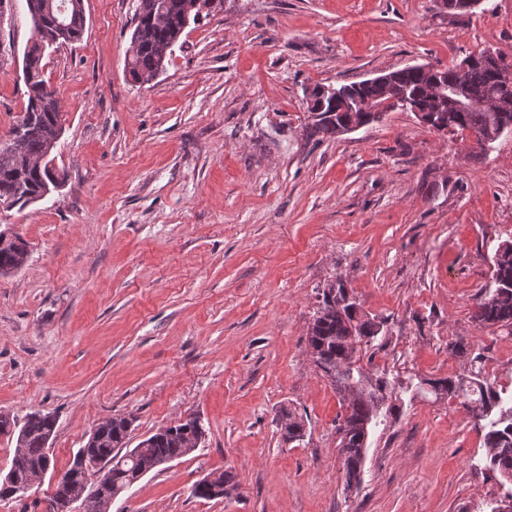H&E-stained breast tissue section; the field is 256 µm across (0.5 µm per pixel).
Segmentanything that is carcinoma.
<instances>
[{
	"label": "carcinoma",
	"mask_w": 512,
	"mask_h": 512,
	"mask_svg": "<svg viewBox=\"0 0 512 512\" xmlns=\"http://www.w3.org/2000/svg\"><path fill=\"white\" fill-rule=\"evenodd\" d=\"M27 12L35 32V39L27 46L23 59V75L27 88V102L22 115L0 137V205L4 210H20L34 198L57 188L64 175L54 165L52 153L62 138L64 119L58 100L44 78L43 59L48 48L81 40L86 27L84 7L80 0H25ZM223 4V0H141L131 36L126 72L139 84H149L166 69L173 47L190 24L198 23L203 12ZM500 54L485 49L467 56L459 65L434 73H423L403 68L396 71L398 87L430 110L432 125L450 133L469 132L495 142L512 134V77L502 74ZM464 70L467 86L479 92L486 103L448 104L434 107L427 100V88L439 81L453 90L458 70ZM339 96L329 93L315 95L314 108L319 111L312 129L320 139L340 137L343 123L362 113L341 110L342 99L351 102L384 94L381 86H358L354 83L337 87ZM27 243L16 238L0 245V275L12 273L25 265ZM346 288L340 285L323 292V301L317 310L307 336L308 346L314 352L316 369L336 389L347 411L337 428L339 448L343 455L346 485L359 482L361 465L372 429L393 414L394 407L386 405L390 387L398 384L384 374L375 378L370 387H359L362 366L356 358V346H370L381 333L382 323L358 316L355 302H345ZM474 321L488 328L496 327L512 334V241L501 242L494 255L491 280L482 288ZM480 355L471 357L470 374L427 381L436 391L462 399L463 406L473 417L485 422V445L489 448L486 468L512 480V406H504L501 393L493 383L479 378L476 364ZM285 426L282 438L299 442L305 436V423L293 412L282 410ZM57 426L56 417L35 411L23 423L7 413L0 412V434L16 437V447L22 453L14 454L9 468L12 484L24 485L46 460L49 443ZM131 421L126 417H112L97 426L100 432L95 446L86 450L83 458L73 456L63 474L71 482L56 486L55 496L66 498L81 479L84 470L94 464L109 466L112 494H122L135 482L141 470L159 459H179L196 450L197 441L204 437L203 428L194 421L178 423L152 434L146 452L134 456L128 448ZM219 479L228 484L198 482L193 495L201 499L222 498L233 487V476L219 473Z\"/></svg>",
	"instance_id": "cac0c4a2"
}]
</instances>
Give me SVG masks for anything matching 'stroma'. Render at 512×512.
Wrapping results in <instances>:
<instances>
[{
  "label": "stroma",
  "instance_id": "obj_1",
  "mask_svg": "<svg viewBox=\"0 0 512 512\" xmlns=\"http://www.w3.org/2000/svg\"><path fill=\"white\" fill-rule=\"evenodd\" d=\"M138 5L84 0L82 40L44 58L65 183L0 214L29 244L24 267L0 276V411L56 415L59 471L108 418H131L134 445L198 418V448L110 512H486L512 482L484 470L483 429L459 399L412 387L346 489L345 409L306 336L340 279L384 323L357 350L365 370L464 376L473 351L511 395L512 335L472 315L512 238V135L482 152L397 111L320 141L306 94L486 48L512 65V0L453 18L435 0H224L145 85L125 70ZM32 37L14 0L0 134L27 100ZM285 408L304 441L282 439ZM215 471L233 472L231 494L193 496Z\"/></svg>",
  "mask_w": 512,
  "mask_h": 512
}]
</instances>
